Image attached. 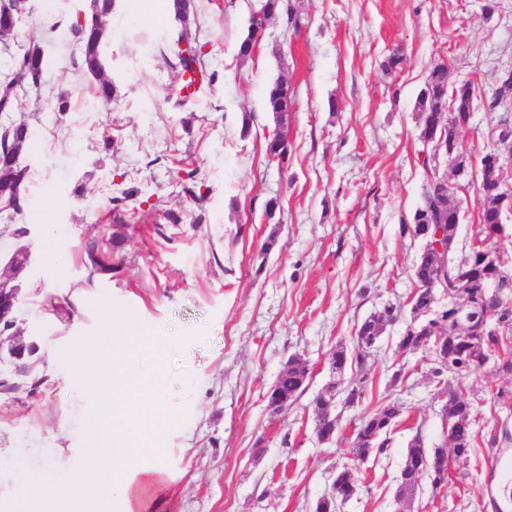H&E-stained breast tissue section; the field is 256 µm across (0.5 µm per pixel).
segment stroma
<instances>
[{"mask_svg": "<svg viewBox=\"0 0 512 512\" xmlns=\"http://www.w3.org/2000/svg\"><path fill=\"white\" fill-rule=\"evenodd\" d=\"M487 2L290 0L297 25L276 15L242 58L237 46L263 0H197L185 25L164 0H113L103 57L116 91L104 105L72 64L70 26L89 0H28L14 39L45 49L46 72L39 87L14 91L15 116L33 132L26 203L12 219L26 234L0 238V256L32 250L16 341L35 351L22 363L0 343V473L38 467L42 449L70 443L87 423L94 407L54 351L98 335L107 301L162 351L136 368L165 387L156 512H315L352 464L360 415L388 402L402 408L390 445L361 465L340 512H512V444L491 442L512 428V376L492 360L437 385L423 352L400 349L404 322L376 343L363 401L337 405L342 439L314 432L313 400L336 346L352 347L359 321L405 303L414 287L423 243L401 224L427 181L453 178L446 157L422 165L415 103L429 68L444 62L450 81L473 80L475 112L460 134L473 156L503 113L492 101L498 71L512 64V0L490 12ZM185 28L208 73L189 96L164 51ZM395 52L403 61L390 72ZM280 77L296 97L279 124L265 92ZM279 125L290 142L283 164L265 151ZM51 223L54 248L69 257L59 273L36 247ZM271 237L276 247L263 254ZM92 242L107 271H93ZM292 358L307 365V388L272 411L268 391ZM400 368L406 378L392 384ZM448 387L473 403L477 445L446 485L424 483L406 503L396 490L407 443L418 435L446 447Z\"/></svg>", "mask_w": 512, "mask_h": 512, "instance_id": "35a3bbf8", "label": "stroma"}]
</instances>
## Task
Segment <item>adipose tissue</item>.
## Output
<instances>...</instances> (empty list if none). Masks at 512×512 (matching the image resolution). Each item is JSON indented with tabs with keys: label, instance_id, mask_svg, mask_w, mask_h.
I'll use <instances>...</instances> for the list:
<instances>
[{
	"label": "adipose tissue",
	"instance_id": "1",
	"mask_svg": "<svg viewBox=\"0 0 512 512\" xmlns=\"http://www.w3.org/2000/svg\"><path fill=\"white\" fill-rule=\"evenodd\" d=\"M121 320L111 306H104L102 334L90 341L64 344L57 354L70 365L74 384L83 385L89 377L95 380L90 395L100 417L119 422L127 433L146 436L153 444L164 412L161 380L139 382L130 400L112 396L127 372L126 353L156 351L155 343L136 331L113 335V324ZM66 454L73 460V468L51 461L21 472L11 501L1 505L0 512H102V503L114 499L122 503L123 512H155L154 489L162 481L160 467L130 462L93 426Z\"/></svg>",
	"mask_w": 512,
	"mask_h": 512
}]
</instances>
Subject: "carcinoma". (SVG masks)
<instances>
[{"instance_id":"cac0c4a2","label":"carcinoma","mask_w":512,"mask_h":512,"mask_svg":"<svg viewBox=\"0 0 512 512\" xmlns=\"http://www.w3.org/2000/svg\"><path fill=\"white\" fill-rule=\"evenodd\" d=\"M282 9L281 0H266L262 18L252 17L247 35L238 47V56L247 58L254 52L255 31L257 26L275 16ZM89 17L85 24L79 23L71 27L79 53L74 64L82 72L98 80L95 97L103 103L112 99L114 85L104 73L102 46L105 29L103 19L112 12V0H90ZM185 34H180L176 41L169 45V51L177 58L181 74L191 72L203 66L201 55L180 48ZM9 70L14 80L20 83L38 85L45 71L46 60L40 46L30 45L17 55L10 56ZM476 90L472 84L456 82L448 84V65L438 63L428 72L424 86L421 88L415 110L418 119V139L423 142L433 136L444 137L448 150L450 165L459 168L462 165L473 166L472 154L464 150L459 139V132L468 125L473 111ZM265 103L267 110L282 119L294 106L295 91L288 81L276 79L266 91ZM448 114V122H442L443 114ZM512 136V114L507 112L498 124L489 132V138L497 141L504 136ZM288 134L280 129L267 136L266 153L268 157L281 163L288 161ZM492 150L488 149L480 156L476 169L480 174L477 184L479 212L478 231L471 241L468 251L457 261L449 258L442 260L429 242L437 225H443L448 244L455 245L461 214L459 200L456 199L457 187L449 185L448 190L438 193L430 184L423 191L422 202L415 210L412 222L401 225V233L426 242L424 249L414 265V278L420 284L434 280L436 270H441L444 292L448 300H453L459 273L467 278L470 299L483 308L495 310L503 308L501 318L505 326L496 332L481 334L473 342L463 344L453 330V323L448 321L451 308L437 309L435 292L429 288H421L412 295L409 312L419 314L421 320L432 327L441 329L448 349L454 350V359L458 374L467 373L481 365V360L498 358V370L512 375V279L504 280L497 275L495 263L499 262L498 240L489 235V230L503 224L508 213L506 205L501 203L498 190L504 182V172L491 162ZM401 310L392 305L374 312L363 319L355 328V344L348 350L342 346L336 348L330 357V366L336 370V392L340 393L344 404L353 406L362 401L365 394L367 366L372 359L371 348L382 336L388 324L399 318ZM434 333L425 328L405 331L400 340L399 348L404 350H423L432 340ZM355 373V378L346 382V370ZM308 378L306 365L298 360L290 359L280 372L272 391L268 394V405L279 411L294 403L302 394ZM315 429L319 440L323 441L330 434L336 433L337 416L330 400L317 395L314 400ZM442 415L448 419L450 430L449 440L452 453L466 460L475 444V432L472 428V404L455 394H449L448 402L442 409ZM400 409L394 404H386L369 412L359 419L356 434L350 452L354 458L365 461L372 454L388 447L390 434L395 430ZM433 450L422 447L420 436L413 437L406 448L405 460L400 471L399 489L403 494H411L420 485L421 479L427 477L432 485L438 487L448 483V478L435 472H425L417 468L415 461L425 455L430 456ZM358 481L351 473L344 470L337 474L333 493L319 501L316 512H337L338 504L351 499L357 493Z\"/></svg>"}]
</instances>
